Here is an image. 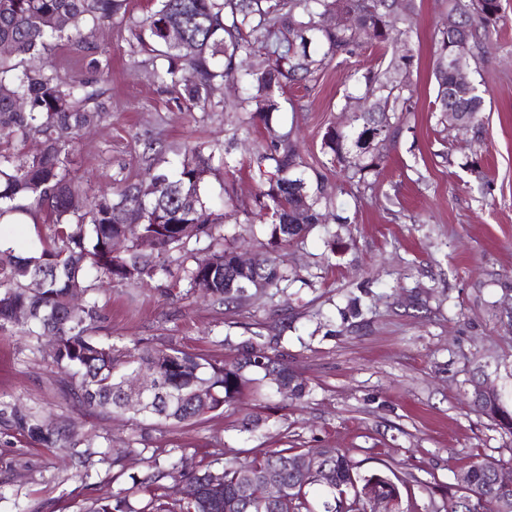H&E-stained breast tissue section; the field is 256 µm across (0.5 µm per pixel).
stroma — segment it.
<instances>
[{"label": "stroma", "instance_id": "35a3bbf8", "mask_svg": "<svg viewBox=\"0 0 512 512\" xmlns=\"http://www.w3.org/2000/svg\"><path fill=\"white\" fill-rule=\"evenodd\" d=\"M503 6V21L468 70L486 91L479 139L430 107L433 34L450 0H412L415 27L407 38L328 61L308 84L291 86L289 103L268 128L241 127L229 107L243 93L236 81L216 92L227 109L187 112L132 53L127 24L97 27L93 41L112 53V109L80 133L70 153L85 195L142 172L147 144L164 146L171 166L185 144L229 143L228 164L212 161L204 175L203 217L222 219L226 247L246 258L272 252L291 279L212 304L184 280L208 245L192 242L171 252L167 274L132 285L99 281L93 336L216 362L235 358L245 338L273 344L309 392L292 400L267 383L203 421L160 425L86 407L67 386L71 369L52 364L49 337L0 331V400L111 450L92 456L83 478L67 465L66 449L34 443L0 415V512H90L105 493L122 490L146 500L133 478L176 451L204 466L254 448H347L363 472L390 467L399 479L432 487V496L403 503V512H448V485L471 457L512 466V434L470 406L472 383L484 377L512 403V0ZM385 53L410 56L415 93L398 136L378 152L354 140L362 126L356 98L364 92L361 76ZM273 128L293 130L303 174L324 175L335 197L321 224L276 248L252 168ZM330 128L349 136L344 162L321 149ZM377 152L379 166L354 179L355 167ZM49 233L27 216L0 221V239L18 252ZM121 451L127 458L119 477L112 455Z\"/></svg>", "mask_w": 512, "mask_h": 512}]
</instances>
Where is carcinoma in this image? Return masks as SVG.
I'll list each match as a JSON object with an SVG mask.
<instances>
[{
  "label": "carcinoma",
  "mask_w": 512,
  "mask_h": 512,
  "mask_svg": "<svg viewBox=\"0 0 512 512\" xmlns=\"http://www.w3.org/2000/svg\"><path fill=\"white\" fill-rule=\"evenodd\" d=\"M156 7L131 22L130 32L138 52L148 56L155 76L187 111L196 108L216 110L222 102L213 101L214 90L232 80L245 85V93L235 107L268 123L270 114L282 108L281 97L288 85L308 79L334 57L351 54L370 41L386 46L413 31L412 14L400 15L394 0H155ZM501 0H455L449 14L455 29L434 33L436 63L433 75L437 93L436 110L448 109L480 113L484 97L478 84L472 88L457 85L454 68L441 63L454 35L468 34L472 50L479 49L501 20ZM333 11L353 15L350 28L323 24ZM127 0H0V44L10 48L0 55V129H10L11 138L24 141L41 139L39 153L22 157L0 143V217L22 213L46 215L51 234L42 248L28 256L0 251V330L19 328L29 336H55L57 346L51 358L74 371L73 395L89 407L114 413L129 410L125 404L124 383L141 366L155 369L159 392L145 408L134 413L172 424L196 422L230 406L243 391L257 381L283 379L295 399L305 396L307 382L283 361L281 355L260 348L249 340L240 343L239 355L222 365L178 348L118 347L89 335L97 313L92 274H102L117 285H130L145 277L167 271L165 255L191 240L211 239L208 254L186 270L193 288L204 290L213 301L223 304L245 295L247 289L234 265V252L224 248L219 225L196 223L195 213L203 208V174L215 154L204 144L185 148L174 171L148 170L138 181L124 180L115 190H106L84 207H74L81 195L68 166V153L78 132L98 124L110 111L102 84L111 75V57L87 41V31L116 18L125 19ZM180 29L195 47L193 56L183 58L169 42L167 30ZM68 46L81 55L84 70L76 74L63 62L48 64L45 55ZM262 57L251 68L245 59ZM364 84L376 93L361 113L363 139L380 131L375 145L384 146L395 133L388 113L413 95L410 62L391 58L386 66L362 75ZM23 106H17V100ZM348 136L331 129L323 138V148L337 159L344 158ZM300 166L299 154L290 133L276 134L267 147L258 151L253 168L260 185V206L269 211L271 238L288 243L321 222V207L331 204L321 179L316 185L301 177H291ZM145 210L146 222L140 232L151 237L155 246L143 252L132 245L112 254L111 241L123 233L129 213ZM260 280L268 288L289 281L268 252L257 259ZM43 281L38 292L29 290L32 278ZM84 296L74 308L70 298ZM25 316H17L18 311ZM204 385L209 398L197 395ZM474 411L499 423L512 433V409L501 397L484 398L474 394ZM10 404L0 401V415L11 414L14 423L30 438L49 448H77L83 443L73 429H55L18 411L8 412ZM310 455L315 471L296 475L288 461ZM184 457L163 470L152 471L139 485L150 490L161 479L177 473L200 489L193 500L152 495L142 508H135L123 492L102 497L89 512H372L371 500L383 499L397 512L401 493L397 483L384 471L361 473V462L347 448H257L252 455L233 464L209 466L184 472ZM500 465L478 456L462 469L466 485H448V495L459 501V512H512V486L495 480ZM328 471L332 486L322 485L319 474ZM270 474L279 477L284 500L273 504L266 493ZM248 479L250 493L243 506H237L239 483ZM323 486L320 510L308 497L309 488Z\"/></svg>",
  "instance_id": "1"
}]
</instances>
